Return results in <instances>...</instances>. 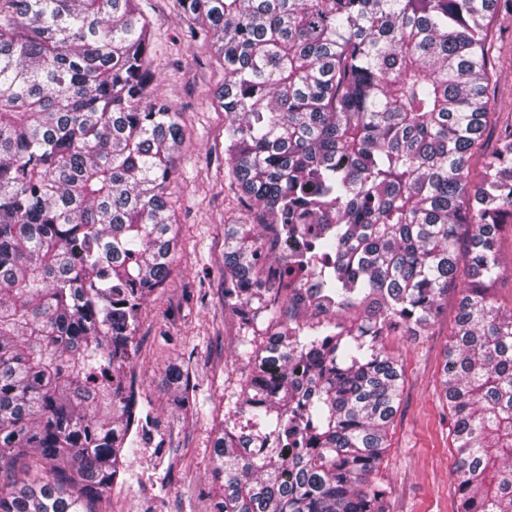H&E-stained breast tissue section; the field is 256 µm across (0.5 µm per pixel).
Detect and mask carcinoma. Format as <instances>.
Wrapping results in <instances>:
<instances>
[{
    "mask_svg": "<svg viewBox=\"0 0 512 512\" xmlns=\"http://www.w3.org/2000/svg\"><path fill=\"white\" fill-rule=\"evenodd\" d=\"M219 47L224 304L260 338L218 423L216 512H383L370 480L403 372L389 331L429 329L462 286L441 386L457 512H512V309L491 300L512 219V123L486 98L490 22L512 0H176ZM137 0H0V512H94L125 471L145 302L171 274L178 113L150 100ZM496 132L484 149V134ZM273 228L270 243L252 233ZM308 275L333 300L305 327L266 300ZM175 404L193 386L166 370ZM295 448L288 449V442ZM30 459L46 478L17 485ZM277 247L289 261H298L307 254V240L299 230L282 235Z\"/></svg>",
    "mask_w": 512,
    "mask_h": 512,
    "instance_id": "carcinoma-1",
    "label": "carcinoma"
}]
</instances>
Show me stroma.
Wrapping results in <instances>:
<instances>
[{
    "label": "stroma",
    "instance_id": "35a3bbf8",
    "mask_svg": "<svg viewBox=\"0 0 512 512\" xmlns=\"http://www.w3.org/2000/svg\"><path fill=\"white\" fill-rule=\"evenodd\" d=\"M152 21L156 78L153 97L179 114L184 141L175 153L177 249L172 273L146 303L137 331L132 380L142 402L139 416L160 459L137 437L128 440L127 469L94 505L95 512H211L215 502L207 471L216 437L214 422L233 408L247 361L236 355L245 332L224 306V226L235 211L224 175V111L215 96L224 73L214 45L192 43L191 26L176 0H139ZM497 78L489 108L512 119V15L491 22ZM460 295L448 298L421 336L390 334L386 350L403 370L391 447L379 478L387 488L386 512H457L451 420L439 382L448 333ZM187 369L198 407L175 410L165 382L169 365Z\"/></svg>",
    "mask_w": 512,
    "mask_h": 512
}]
</instances>
